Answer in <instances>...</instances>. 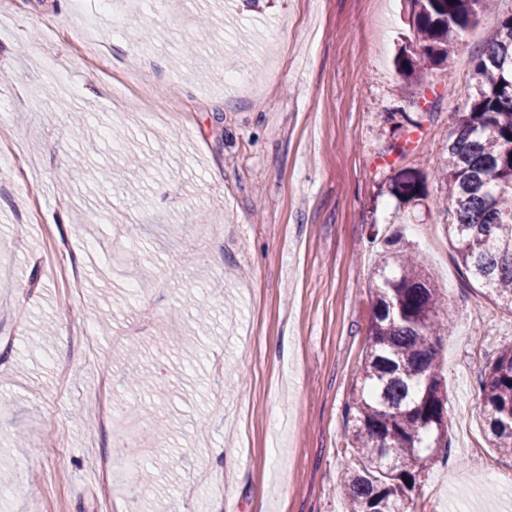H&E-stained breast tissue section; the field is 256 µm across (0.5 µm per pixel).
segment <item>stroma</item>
<instances>
[{
  "label": "stroma",
  "instance_id": "stroma-1",
  "mask_svg": "<svg viewBox=\"0 0 512 512\" xmlns=\"http://www.w3.org/2000/svg\"><path fill=\"white\" fill-rule=\"evenodd\" d=\"M496 14L409 80L404 0H0V512H146L124 448L164 461L165 512H345L390 238L451 323L450 455L414 508L512 512L477 385L512 312L468 281L437 179ZM406 170L422 198L390 193ZM132 343L164 401L127 389ZM118 397L165 433L101 427Z\"/></svg>",
  "mask_w": 512,
  "mask_h": 512
}]
</instances>
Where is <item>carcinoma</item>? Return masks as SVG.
Returning a JSON list of instances; mask_svg holds the SVG:
<instances>
[{"instance_id":"cac0c4a2","label":"carcinoma","mask_w":512,"mask_h":512,"mask_svg":"<svg viewBox=\"0 0 512 512\" xmlns=\"http://www.w3.org/2000/svg\"><path fill=\"white\" fill-rule=\"evenodd\" d=\"M406 2L419 46L404 51L399 65L415 79L458 51L462 33L490 10V0ZM475 73L490 79L458 113L448 162L438 174L445 191L440 203L451 213L448 235L467 278L512 311V12L497 18ZM392 192L418 198L421 180L406 175ZM387 245L361 377L345 409L350 461L342 485L349 512H406L427 464L449 454L438 366V337L449 330L445 303L421 262L394 242ZM479 390L492 445L512 456V347L486 363Z\"/></svg>"}]
</instances>
